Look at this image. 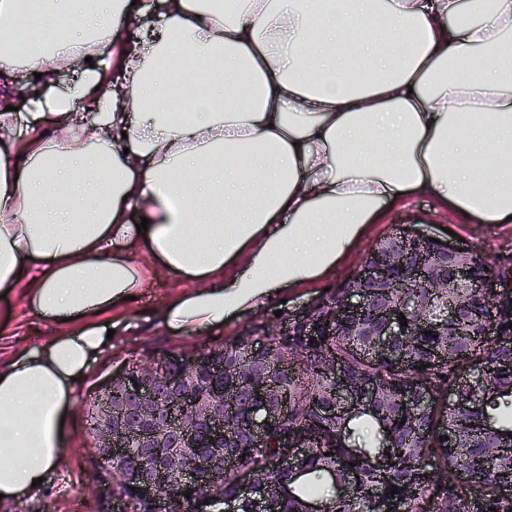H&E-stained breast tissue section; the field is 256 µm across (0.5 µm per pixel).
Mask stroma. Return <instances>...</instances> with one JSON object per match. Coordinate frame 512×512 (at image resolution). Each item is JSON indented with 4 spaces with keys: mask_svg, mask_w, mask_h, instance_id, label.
I'll return each instance as SVG.
<instances>
[{
    "mask_svg": "<svg viewBox=\"0 0 512 512\" xmlns=\"http://www.w3.org/2000/svg\"><path fill=\"white\" fill-rule=\"evenodd\" d=\"M406 231L432 237L451 247L479 251L494 272L512 275V224H470L429 193L415 194L388 209L379 223L349 247L330 275L297 288L274 293L265 307L237 313L223 325L193 333L168 330L162 323L165 303L193 284L166 273L152 277L137 298L105 313L114 335L110 345L92 361L75 388L67 443L43 486L19 499L1 500L0 512H127L113 493L112 475L96 449L91 430L96 400L110 379L143 364L164 363L183 355L218 351L237 341L255 344L281 335L287 328L330 307L347 282L361 269L368 253L387 235ZM70 324L35 318L23 288L0 297V364L17 353L65 334ZM485 489L467 487L452 477H439L425 487L418 505L422 512L447 504L450 512H474Z\"/></svg>",
    "mask_w": 512,
    "mask_h": 512,
    "instance_id": "1",
    "label": "stroma"
}]
</instances>
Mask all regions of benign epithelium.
Wrapping results in <instances>:
<instances>
[{"label":"benign epithelium","mask_w":512,"mask_h":512,"mask_svg":"<svg viewBox=\"0 0 512 512\" xmlns=\"http://www.w3.org/2000/svg\"><path fill=\"white\" fill-rule=\"evenodd\" d=\"M402 321L407 325H400ZM511 322L512 283L492 273L480 253L396 233L380 241L334 306L297 325L293 335L318 346L330 336H354L352 347L407 370L405 382L364 378L317 350L301 361V370L330 376V392L276 408V377L293 374L266 347H247L244 361L218 350L156 368L139 366L115 377L98 403L93 422L97 448L115 460L130 453L135 442L152 449L151 458L121 471L129 503L164 500L179 512L185 504L223 500L231 504L230 512H240L237 496L224 494V471L239 466L244 454L285 446L289 452L281 476L273 478L269 470L252 466L245 469L254 512H277L276 504L312 471L311 449L342 448L347 462L359 460L363 450L351 443L349 424L362 411L380 413V402L390 394L397 410L384 424L383 445L373 466L387 471L397 465L394 449L427 436L424 417L432 394L421 379L460 356L445 338L470 336L489 342L491 352L504 348L508 353L485 357L469 370L454 366L458 375L448 403L453 421L441 436L448 437V456L458 462L448 463L445 473L475 483L461 462L512 457L509 429L500 427L490 413L494 401L512 395ZM422 364L426 368L418 369ZM290 415L299 417L301 427L285 439L280 426ZM324 476L332 481L336 497L308 500L296 512H336L341 503L366 504L371 512H402L400 494L358 477L354 467L342 480L334 466L326 467ZM493 486L498 496L492 507L508 512L512 469L499 474Z\"/></svg>","instance_id":"7a95c632"}]
</instances>
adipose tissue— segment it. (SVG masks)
<instances>
[{
  "mask_svg": "<svg viewBox=\"0 0 512 512\" xmlns=\"http://www.w3.org/2000/svg\"><path fill=\"white\" fill-rule=\"evenodd\" d=\"M150 8L98 0L69 44L73 11L35 13L24 59L0 57V293L25 285L35 315L76 323L0 365L7 499L59 461L76 381L109 344L98 317L147 283L138 252L201 283L165 305L189 333L327 276L412 194L512 218V0H168L121 42ZM104 39L121 43L105 60ZM72 60L66 95L31 94ZM191 62L212 70L180 122L167 76ZM23 92L24 117L7 108Z\"/></svg>",
  "mask_w": 512,
  "mask_h": 512,
  "instance_id": "ef3b65f1",
  "label": "adipose tissue"
}]
</instances>
